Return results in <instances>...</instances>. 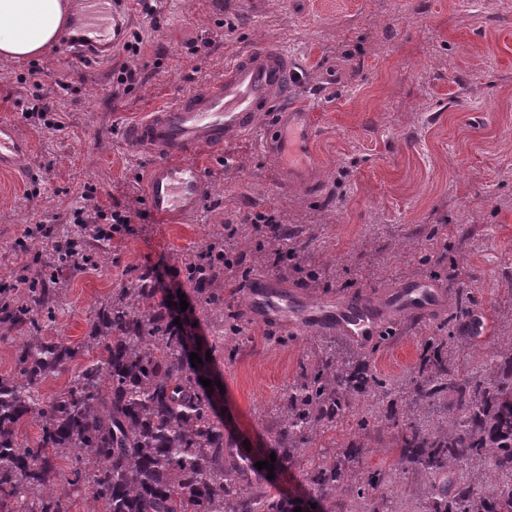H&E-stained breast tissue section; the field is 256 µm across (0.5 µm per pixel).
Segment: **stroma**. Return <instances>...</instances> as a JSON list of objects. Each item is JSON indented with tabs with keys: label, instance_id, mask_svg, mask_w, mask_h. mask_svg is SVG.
Here are the masks:
<instances>
[{
	"label": "stroma",
	"instance_id": "35a3bbf8",
	"mask_svg": "<svg viewBox=\"0 0 512 512\" xmlns=\"http://www.w3.org/2000/svg\"><path fill=\"white\" fill-rule=\"evenodd\" d=\"M116 12L125 35H139L138 54L118 42L111 57L84 61L54 45L35 63L37 88L22 79L28 62L0 60V120L32 142L20 171H0V283L34 262L26 228L51 226L43 241L51 247L70 234L75 210L121 205L135 215V235L106 241V261L61 279L52 335L79 343L100 300L127 284L132 268H155L164 282L158 299L168 301L173 270L231 220L238 265L224 277L225 308L238 309L259 278L333 300L431 279L466 289L471 310L490 314L485 335L459 353L468 369L500 347L498 329L512 322V0H152L146 9L123 0ZM261 41L287 46L302 67L297 97L318 124L306 180L289 183L248 136L220 153L197 152L208 194L195 212L157 218L146 203L149 160L129 152L125 126L206 86L227 59ZM125 65L142 76L129 91L116 81ZM36 94L50 110L25 120L21 110ZM267 210L295 227L301 259L319 271L315 282L263 252L262 233L243 218ZM454 254L461 267L451 265ZM441 317L405 327L375 354L377 371L409 380ZM287 333L251 319L236 355L211 358L224 430L257 453L272 444L284 395L321 349L319 334L290 341ZM358 412L305 447L275 484L307 495L309 461L340 448ZM397 434L389 429L361 464L391 472L388 492L410 507L414 484L396 463Z\"/></svg>",
	"mask_w": 512,
	"mask_h": 512
}]
</instances>
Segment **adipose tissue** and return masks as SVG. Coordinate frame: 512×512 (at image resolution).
<instances>
[{"label":"adipose tissue","instance_id":"ef3b65f1","mask_svg":"<svg viewBox=\"0 0 512 512\" xmlns=\"http://www.w3.org/2000/svg\"><path fill=\"white\" fill-rule=\"evenodd\" d=\"M68 0H0V58L41 57L69 22Z\"/></svg>","mask_w":512,"mask_h":512}]
</instances>
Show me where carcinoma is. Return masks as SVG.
<instances>
[{"label": "carcinoma", "instance_id": "cac0c4a2", "mask_svg": "<svg viewBox=\"0 0 512 512\" xmlns=\"http://www.w3.org/2000/svg\"><path fill=\"white\" fill-rule=\"evenodd\" d=\"M71 266L58 253L32 278L20 277L26 289L0 287V338L26 333L13 372L0 375V512H19L27 499L35 503L29 512H69V495L79 492L94 512H294L292 498L267 492L229 451L197 377L206 354L201 365L185 359L191 324H175L171 308L156 301L154 269L134 270L101 301L80 344L44 335L56 318L54 285ZM182 275L233 356L243 326L241 313H224V233L206 258L189 255ZM468 304V294L450 295L448 334L424 337L405 386L374 371L376 347L315 361L283 399L274 467H293L301 448L358 399L405 388L414 414L450 399L442 414L410 418L398 435L399 465L424 483L415 512H512V335L483 358L480 379L461 375L456 349ZM83 355L62 389L41 393ZM25 421L39 430L29 443L18 440ZM398 424L392 404L365 412L342 448L312 459L305 477L321 512H404L381 493L388 473L360 468L363 440ZM475 465L493 486L482 489Z\"/></svg>", "mask_w": 512, "mask_h": 512}]
</instances>
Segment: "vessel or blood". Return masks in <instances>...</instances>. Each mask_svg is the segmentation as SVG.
<instances>
[{
	"label": "vessel or blood",
	"instance_id": "1",
	"mask_svg": "<svg viewBox=\"0 0 512 512\" xmlns=\"http://www.w3.org/2000/svg\"><path fill=\"white\" fill-rule=\"evenodd\" d=\"M73 56L102 59L112 50L93 26L81 29L80 42H67ZM302 72L288 50L274 43L251 46L224 65V75L203 89L190 90L169 106L143 114L124 130L127 146L151 161L146 199L158 216L170 218L198 209L207 190L206 177L194 153L205 147L219 151L231 140L262 132V144L288 169L303 173L310 158L315 124L310 109L293 97ZM31 143L10 121H0V171L22 166ZM249 315L264 323L298 318L303 330L323 327L349 342L364 345L380 330L378 315L357 313L346 301H299V313L287 305L288 289L261 278L247 290ZM444 289L431 282L400 288L388 302L397 314H422L438 304Z\"/></svg>",
	"mask_w": 512,
	"mask_h": 512
}]
</instances>
